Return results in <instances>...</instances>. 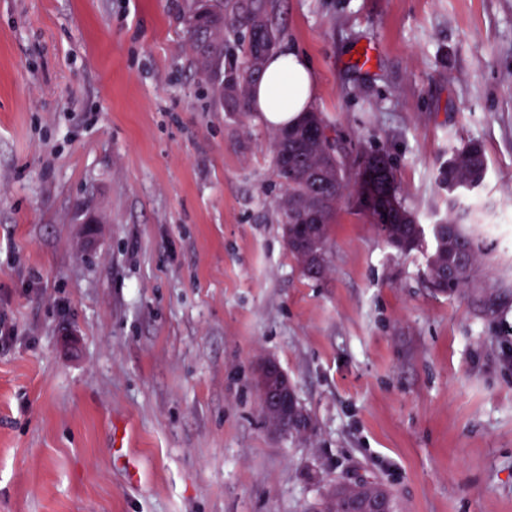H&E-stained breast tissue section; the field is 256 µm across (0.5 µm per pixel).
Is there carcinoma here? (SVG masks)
I'll use <instances>...</instances> for the list:
<instances>
[{
	"label": "carcinoma",
	"mask_w": 512,
	"mask_h": 512,
	"mask_svg": "<svg viewBox=\"0 0 512 512\" xmlns=\"http://www.w3.org/2000/svg\"><path fill=\"white\" fill-rule=\"evenodd\" d=\"M208 20L196 30H186L189 48L196 55L201 71L213 74L224 67V82L214 83L215 96L226 112L247 109L249 91L261 78L256 68L259 54L272 53L278 41L274 24L277 0H210ZM264 23L261 34L254 32L255 21ZM324 126L321 114L310 111L289 126L288 162H283L278 135H271L273 165L283 192L276 202V219L280 224H297L303 212L313 210L317 223L306 233L286 240L295 260L305 253L314 240H321L322 254H327L328 226L338 203L347 195L356 199L368 195L371 206L357 203L372 224L385 236L388 244L403 254L419 249L422 230L413 213L403 204L395 180L392 162L386 152L377 150L364 156L383 165L384 180L392 190L397 207L390 206L383 190L371 189L365 173L347 178L342 156L328 151L329 142L308 136L313 125ZM488 170L483 146L470 141L457 149L439 168L437 180L448 190V214L432 228L435 249L427 264V280L436 292L460 294L478 287V271L482 258L481 242L464 225L471 215L463 206L462 191L480 187ZM379 493L387 497L388 509L395 507L390 491L377 482H337L318 503L317 512H349L362 496Z\"/></svg>",
	"instance_id": "obj_1"
}]
</instances>
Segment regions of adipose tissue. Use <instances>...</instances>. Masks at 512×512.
Instances as JSON below:
<instances>
[{"instance_id": "adipose-tissue-1", "label": "adipose tissue", "mask_w": 512, "mask_h": 512, "mask_svg": "<svg viewBox=\"0 0 512 512\" xmlns=\"http://www.w3.org/2000/svg\"><path fill=\"white\" fill-rule=\"evenodd\" d=\"M316 78L305 56L295 50L271 54L262 80L250 89V107L263 122L281 128L315 103Z\"/></svg>"}]
</instances>
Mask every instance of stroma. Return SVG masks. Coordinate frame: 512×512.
Instances as JSON below:
<instances>
[{
    "label": "stroma",
    "instance_id": "1",
    "mask_svg": "<svg viewBox=\"0 0 512 512\" xmlns=\"http://www.w3.org/2000/svg\"><path fill=\"white\" fill-rule=\"evenodd\" d=\"M188 2L0 0V512H311L357 475L397 512H512V0H278L349 170L385 150L424 229L482 144L457 295L348 197L302 275L272 130L214 104ZM266 360L310 435L265 422Z\"/></svg>",
    "mask_w": 512,
    "mask_h": 512
}]
</instances>
